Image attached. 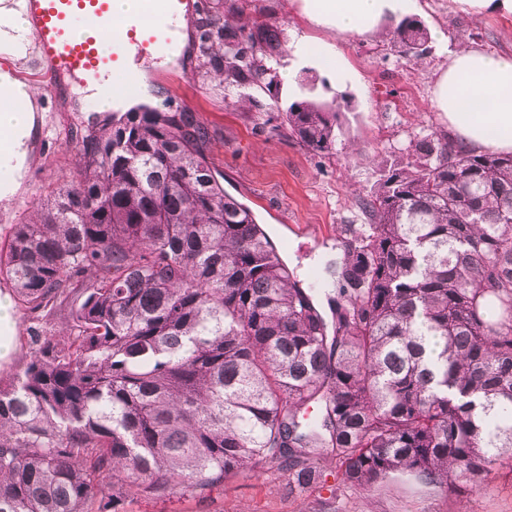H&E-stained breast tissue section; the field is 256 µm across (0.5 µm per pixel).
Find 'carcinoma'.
I'll list each match as a JSON object with an SVG mask.
<instances>
[{"label": "carcinoma", "instance_id": "carcinoma-1", "mask_svg": "<svg viewBox=\"0 0 512 512\" xmlns=\"http://www.w3.org/2000/svg\"><path fill=\"white\" fill-rule=\"evenodd\" d=\"M383 38L408 63L431 53L413 17ZM196 39L198 72L245 88L282 30L231 4ZM344 106L296 100L283 122L324 157ZM93 124L0 252L32 322L0 380V512H123L262 462L304 488L324 456L362 490L453 491L512 458V153L413 138L357 198L323 294L224 192L193 113Z\"/></svg>", "mask_w": 512, "mask_h": 512}]
</instances>
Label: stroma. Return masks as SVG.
<instances>
[{
    "instance_id": "1",
    "label": "stroma",
    "mask_w": 512,
    "mask_h": 512,
    "mask_svg": "<svg viewBox=\"0 0 512 512\" xmlns=\"http://www.w3.org/2000/svg\"><path fill=\"white\" fill-rule=\"evenodd\" d=\"M246 24L279 23L283 49L273 61L270 90H252V103L238 102L233 90L202 78L194 36L199 13L182 18L172 68L141 61L146 90L125 99L165 112H191L211 135L209 157L224 176L225 191L247 205L263 224L302 283L324 261L340 254L343 230L357 223L355 200L378 178L377 165L397 158L413 131L428 125L444 128L431 95L436 72L446 64L442 47H475L512 55V15L472 17L452 0H422L419 18L429 32H442L447 43H433L431 53L411 65L381 42L378 35L333 34L313 26L294 0H235ZM307 36L337 45L357 81L337 85L336 73L293 55L296 39ZM36 47L10 61L11 74L26 73L35 105L26 139L23 172L15 192L0 199V247L12 225L26 221L32 204L49 187L62 183L75 163V143L90 130L86 113L66 97L51 99L36 74ZM351 102L342 113V130L333 155L308 153L288 135L280 112L296 100L328 102L339 95ZM317 484L301 489L273 469L238 471L221 486L180 490L164 499L129 496L125 512H512V460L499 461L476 492H447L402 477L362 490L342 481L336 462L314 463Z\"/></svg>"
}]
</instances>
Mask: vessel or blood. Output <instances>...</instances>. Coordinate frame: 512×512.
<instances>
[{
    "label": "vessel or blood",
    "mask_w": 512,
    "mask_h": 512,
    "mask_svg": "<svg viewBox=\"0 0 512 512\" xmlns=\"http://www.w3.org/2000/svg\"><path fill=\"white\" fill-rule=\"evenodd\" d=\"M120 23L112 21V0H28L27 18L41 58L48 92L59 96L63 79L100 82L117 72L132 76L131 53L165 52L173 43L172 22L186 14L191 0H130ZM155 15L145 23V15ZM111 47H104L106 29Z\"/></svg>",
    "instance_id": "obj_1"
}]
</instances>
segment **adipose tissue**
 <instances>
[{
	"label": "adipose tissue",
	"mask_w": 512,
	"mask_h": 512,
	"mask_svg": "<svg viewBox=\"0 0 512 512\" xmlns=\"http://www.w3.org/2000/svg\"><path fill=\"white\" fill-rule=\"evenodd\" d=\"M298 7L316 27L365 36L411 15L419 0H299ZM31 36L21 10L0 8V49L25 57ZM431 101L464 146L512 153V57L478 48L451 51L435 80ZM32 112L27 91L10 72L0 71L1 173L20 168Z\"/></svg>",
	"instance_id": "ef3b65f1"
}]
</instances>
